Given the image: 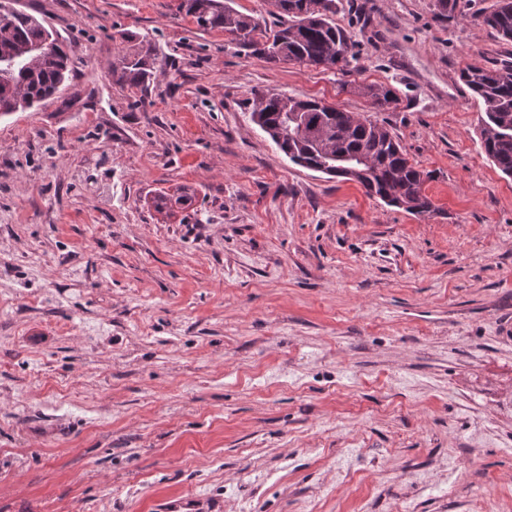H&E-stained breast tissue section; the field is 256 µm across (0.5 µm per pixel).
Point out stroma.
Instances as JSON below:
<instances>
[{"mask_svg": "<svg viewBox=\"0 0 512 512\" xmlns=\"http://www.w3.org/2000/svg\"><path fill=\"white\" fill-rule=\"evenodd\" d=\"M494 2L340 0L342 73L180 0H10L74 78L0 118V512H512V177L460 79L512 62ZM263 92L384 124L433 212L292 164ZM143 39L134 51L125 52L119 60V65L112 69V76L122 85L146 88L158 70L159 56L149 44L144 47Z\"/></svg>", "mask_w": 512, "mask_h": 512, "instance_id": "35a3bbf8", "label": "stroma"}]
</instances>
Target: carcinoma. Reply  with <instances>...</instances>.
Listing matches in <instances>:
<instances>
[{
	"instance_id": "carcinoma-1",
	"label": "carcinoma",
	"mask_w": 512,
	"mask_h": 512,
	"mask_svg": "<svg viewBox=\"0 0 512 512\" xmlns=\"http://www.w3.org/2000/svg\"><path fill=\"white\" fill-rule=\"evenodd\" d=\"M269 25L233 7V0H181L179 9L203 29L224 31L238 53L269 61H293L343 71L356 60L355 44L336 25L337 0H275ZM0 117L22 110L26 101L53 96L71 74V58L59 35L34 16L0 3ZM484 22L512 41V0H496ZM151 46L126 52L112 69L122 85L144 89L158 70ZM460 79L481 102V146L497 168L512 176V63L468 67ZM380 109L397 102L382 84L362 87ZM251 121L269 134L296 165L359 183L369 196L416 215L433 211L423 185L432 178L411 163L405 149L383 125L356 117L316 99L279 93L260 95Z\"/></svg>"
}]
</instances>
